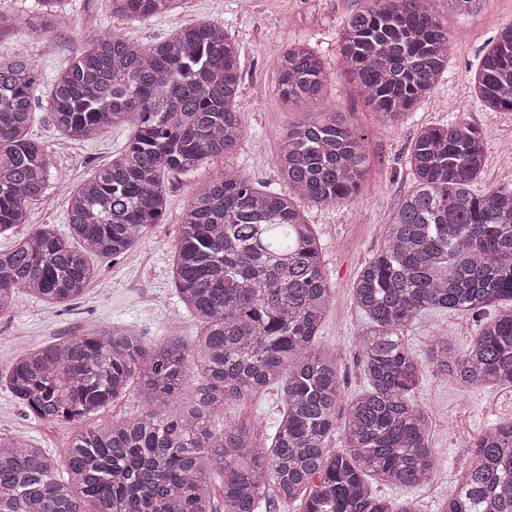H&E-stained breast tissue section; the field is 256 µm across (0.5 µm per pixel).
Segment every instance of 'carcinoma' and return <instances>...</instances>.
<instances>
[{"label":"carcinoma","instance_id":"carcinoma-1","mask_svg":"<svg viewBox=\"0 0 512 512\" xmlns=\"http://www.w3.org/2000/svg\"><path fill=\"white\" fill-rule=\"evenodd\" d=\"M65 0H38L33 35L54 29ZM184 0H111L112 15L149 21ZM451 39L430 0H369L340 31L339 53L383 125L426 97L448 65ZM326 72L308 47L279 59L280 94L317 103ZM240 55L224 25L180 27L143 45L121 34L91 36L54 79L46 102L70 141L108 127L132 137L69 193L70 235L42 224L0 250V317L24 292L65 306L95 277L93 256L121 258L162 222L169 173L188 174L232 153L244 133L238 103ZM35 64L0 58V235L27 223L46 192L49 159L30 134ZM477 97L512 112V23L477 69ZM485 136L464 120L421 130L409 163L414 189L387 225L384 246L353 286L367 319L359 335L368 388L341 413L343 447H328L341 402L339 369L315 339L332 305L321 245L299 202L336 207L355 196L369 166L364 138L342 113L321 108L286 131L277 166L286 192L260 190L226 169L198 183L183 211L172 276L200 323L190 345L171 334L154 342L113 325L28 350L0 383L40 423L80 430L59 471L43 449L0 436V512H259L273 494L302 512H415L378 495L427 483L439 462L431 416L412 400L426 371L473 386L512 388V188L479 193ZM503 312L488 318L490 309ZM430 310L480 314L461 354L439 340L425 358L405 331ZM196 383L186 408L173 405ZM284 411L271 442L246 426L214 424L217 410L271 385ZM133 389L135 418L98 415ZM468 467L442 512H512V421L470 445Z\"/></svg>","mask_w":512,"mask_h":512}]
</instances>
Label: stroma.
Wrapping results in <instances>:
<instances>
[{
    "mask_svg": "<svg viewBox=\"0 0 512 512\" xmlns=\"http://www.w3.org/2000/svg\"><path fill=\"white\" fill-rule=\"evenodd\" d=\"M366 0H184L170 17L137 22L113 16L109 0H72L64 25L36 38L24 30L36 11L35 0H0V12L11 17L0 29V56L29 57L44 82L37 90L46 97L50 79L76 50L80 39L103 30L123 33L142 44L164 38L175 29L201 22L223 24L240 50L242 79L239 104L246 132L237 149L205 163L197 171L166 178L167 208L162 223L154 225L138 242V262L121 258L96 259V278L69 308L40 298L18 294L12 311L0 318V367L21 352L71 336H80L121 323L132 326L153 341L169 329H179L193 340L195 321L180 302L171 276L178 228L195 182L235 168L263 189L285 190L277 168V154L288 126L304 121L311 105L284 98L277 85L280 53L288 44L307 45L323 61L328 74L321 106L342 112L348 127L361 133L369 154V167L357 194L337 207L309 205L305 214L313 224L323 261L336 297L316 343L336 351L341 397L350 402L366 388L357 332L363 315L352 298L353 283L362 266L382 247L390 216L414 187L408 150L421 128L465 119L486 136V161L477 190L512 187V112L485 110L472 90L475 71L496 29L512 22V0H482L477 13L450 12L446 0H432L431 9L448 27L453 46L448 68L426 98L396 126L381 125L362 91L350 82L339 55L338 36L344 19ZM32 134L48 149L50 179L36 202L28 223L1 236L0 249L42 224L67 230V193L131 137L125 127H112L92 139L76 142L64 138L45 117H38ZM478 333V320L469 313L432 310L419 316L406 333L409 346L427 355L436 341L445 340L463 352ZM413 400L432 416L430 442L440 462L443 483L438 487L379 486V494L396 501H412L416 512H438L450 487L464 475L469 458L465 436H478L487 428L512 419V391L492 387H465L439 372L427 371ZM284 410L281 389L268 387L246 401L225 406L217 421L250 427L265 440L274 432ZM78 425L37 422L0 386V433L21 434L64 462Z\"/></svg>",
    "mask_w": 512,
    "mask_h": 512,
    "instance_id": "obj_1",
    "label": "stroma"
}]
</instances>
